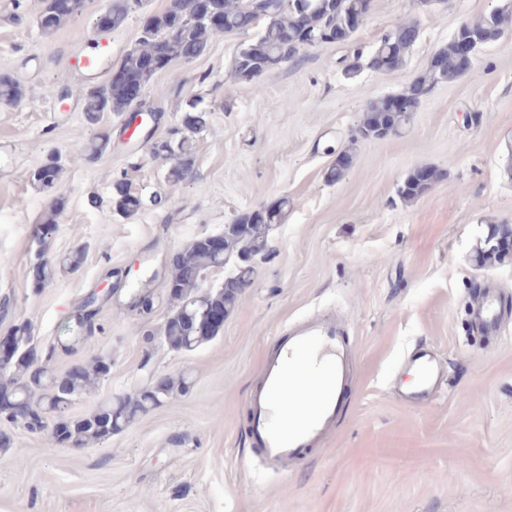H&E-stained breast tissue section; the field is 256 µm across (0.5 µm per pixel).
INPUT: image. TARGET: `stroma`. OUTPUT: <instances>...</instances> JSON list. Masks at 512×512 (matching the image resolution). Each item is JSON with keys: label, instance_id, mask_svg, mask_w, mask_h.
Returning <instances> with one entry per match:
<instances>
[{"label": "stroma", "instance_id": "1", "mask_svg": "<svg viewBox=\"0 0 512 512\" xmlns=\"http://www.w3.org/2000/svg\"><path fill=\"white\" fill-rule=\"evenodd\" d=\"M114 2L86 0L47 37L36 24L40 0H0V75L26 88L20 104H0V336L28 321L42 346H54L48 364L59 374L96 355L111 360L74 416L158 374L192 383L90 447L51 448L46 431L0 421L11 437L0 448V512H512V262H474L489 225L512 222V33L487 45L470 74L437 86L400 134L355 136L370 99L403 90L463 22L500 0H372L350 41L308 48L256 82L236 78L233 62L258 29L215 36L205 55L154 77L140 110L156 119L134 136L111 113L87 124L79 90L103 84L145 13L169 0H146L122 27L95 31V15ZM405 19L419 21L420 38L404 68L345 77L346 60ZM92 54L94 70L72 67ZM196 98L208 123L192 136L191 177L173 182L170 161L147 148L182 130ZM101 129L109 150L78 159ZM343 151L352 162L328 181ZM53 157L61 170L45 189L31 174ZM417 166L444 177L403 202L398 188ZM119 179L142 200L133 216L114 210ZM58 197L64 208L44 253L56 274L38 287L34 252ZM282 197L288 214L271 227L270 249L219 335L191 352L169 348L160 330L172 256ZM77 251L80 267L62 266ZM134 288L150 293L151 310L128 307ZM488 288L509 313L492 336L469 316ZM92 293V333L74 350L57 347ZM325 314L346 322L352 389L327 440L276 471L248 438V396L285 328ZM418 349L441 363L443 381L414 404L401 392Z\"/></svg>", "mask_w": 512, "mask_h": 512}]
</instances>
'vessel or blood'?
Here are the masks:
<instances>
[{
    "label": "vessel or blood",
    "instance_id": "vessel-or-blood-1",
    "mask_svg": "<svg viewBox=\"0 0 512 512\" xmlns=\"http://www.w3.org/2000/svg\"><path fill=\"white\" fill-rule=\"evenodd\" d=\"M473 315L481 327L498 329L504 318L498 295L483 293ZM354 359L340 316H316L289 327L266 358L262 379L249 397V433L266 466L302 464L307 449L329 435L352 382ZM416 362L422 398L434 390L440 367L427 354Z\"/></svg>",
    "mask_w": 512,
    "mask_h": 512
}]
</instances>
